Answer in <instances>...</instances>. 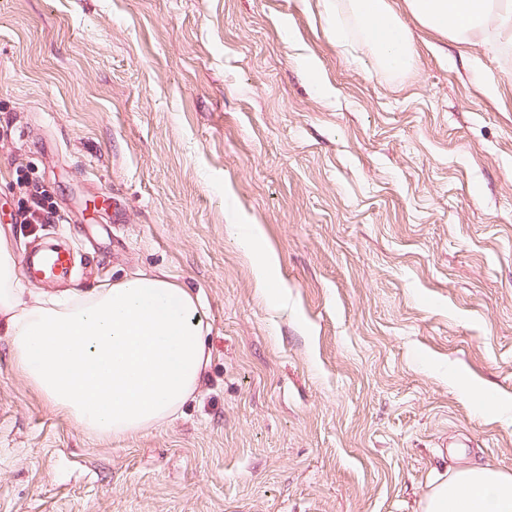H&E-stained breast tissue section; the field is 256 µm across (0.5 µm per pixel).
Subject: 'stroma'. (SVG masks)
<instances>
[{
  "mask_svg": "<svg viewBox=\"0 0 512 512\" xmlns=\"http://www.w3.org/2000/svg\"><path fill=\"white\" fill-rule=\"evenodd\" d=\"M389 2L398 73L323 0H0V233L75 260L20 288L162 270L211 355L176 418L117 441L0 335V512H419L451 469L512 472V52ZM36 198L54 223L19 222Z\"/></svg>",
  "mask_w": 512,
  "mask_h": 512,
  "instance_id": "stroma-1",
  "label": "stroma"
}]
</instances>
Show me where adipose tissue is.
I'll return each instance as SVG.
<instances>
[{"label": "adipose tissue", "instance_id": "1", "mask_svg": "<svg viewBox=\"0 0 512 512\" xmlns=\"http://www.w3.org/2000/svg\"><path fill=\"white\" fill-rule=\"evenodd\" d=\"M425 28L457 41L479 32L490 50L512 48V0H405ZM352 18L387 70L409 67L413 46L388 0H336L337 44ZM0 236V332L28 382L92 437L123 440L176 417L209 365V326L192 292L165 273L140 272L64 297L24 295ZM422 512H512V473L474 464L449 473Z\"/></svg>", "mask_w": 512, "mask_h": 512}]
</instances>
